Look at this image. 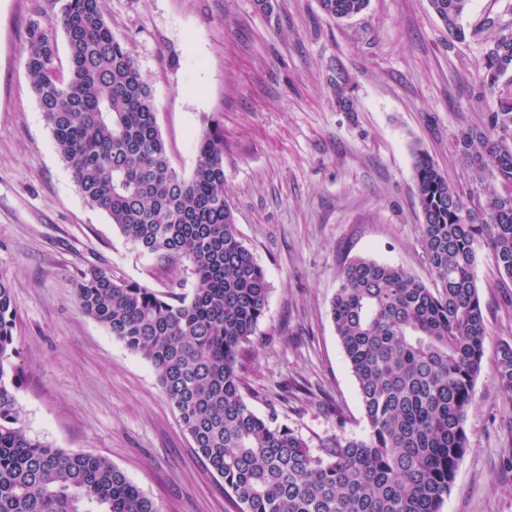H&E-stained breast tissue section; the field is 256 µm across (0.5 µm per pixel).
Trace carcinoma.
Segmentation results:
<instances>
[{
  "mask_svg": "<svg viewBox=\"0 0 512 512\" xmlns=\"http://www.w3.org/2000/svg\"><path fill=\"white\" fill-rule=\"evenodd\" d=\"M470 0H430L448 34ZM369 0H319L328 17ZM56 23L67 76L39 24L27 30L26 70L57 152L83 200L142 253L185 260L190 295L117 282L92 267L81 311L147 361L179 422L237 512H440L468 448L465 420L483 369L488 327L476 246L512 281V32L489 46L479 96L492 108L460 134L462 155L489 175L474 211L421 151L414 155L421 247L433 286L408 270L358 257L338 272L330 317L355 377L368 432L313 450L294 429L246 402L241 357L267 306L263 268L243 245L224 195V134L196 141L190 175L172 167L152 91L102 0H64ZM14 313L0 275V512H160L109 460L50 448L27 433L13 389ZM495 383L512 398V342L500 343Z\"/></svg>",
  "mask_w": 512,
  "mask_h": 512,
  "instance_id": "obj_1",
  "label": "carcinoma"
}]
</instances>
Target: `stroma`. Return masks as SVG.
<instances>
[{
    "label": "stroma",
    "instance_id": "stroma-1",
    "mask_svg": "<svg viewBox=\"0 0 512 512\" xmlns=\"http://www.w3.org/2000/svg\"><path fill=\"white\" fill-rule=\"evenodd\" d=\"M62 0H0V274L12 287L14 390L28 433L105 457L160 512H236L222 479L196 454L152 367L85 315L84 271L192 293L185 267L142 254L89 207L58 154L25 70L39 23L69 68L53 23ZM157 107L173 167L190 174L207 123L224 132V192L243 244L269 282L246 361L261 416L276 415L311 447L364 436L355 378L329 316L338 272L356 257L432 275L420 243L414 170L426 152L469 208L482 194L461 130L481 127L478 99L491 37L512 30V0H471L448 36L429 0H369L332 20L318 0H103ZM353 101L336 107L335 87ZM489 335L465 429L468 449L441 512H512V400L496 386L501 341H512V287L491 251L474 268Z\"/></svg>",
    "mask_w": 512,
    "mask_h": 512
}]
</instances>
